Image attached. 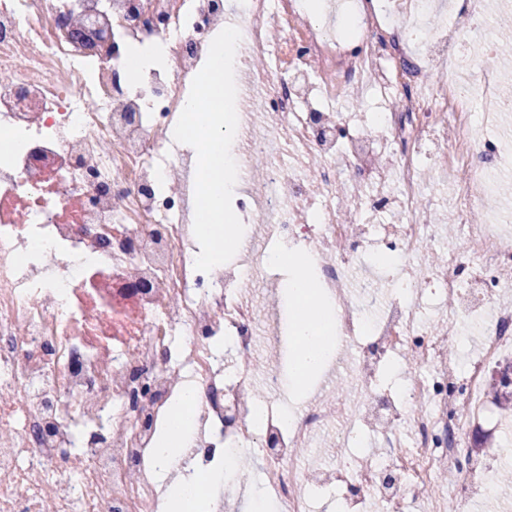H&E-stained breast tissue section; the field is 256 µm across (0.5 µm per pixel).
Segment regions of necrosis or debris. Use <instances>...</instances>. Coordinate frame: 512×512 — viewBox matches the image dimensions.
<instances>
[{
	"label": "necrosis or debris",
	"instance_id": "4bbe7bcc",
	"mask_svg": "<svg viewBox=\"0 0 512 512\" xmlns=\"http://www.w3.org/2000/svg\"><path fill=\"white\" fill-rule=\"evenodd\" d=\"M0 0V512H161L154 450L188 388L200 399L171 479L210 471L227 449L261 463L276 512H312L306 436L343 418L385 439L382 456L321 470L325 486L403 512L444 472L471 491L464 437L487 416L491 370L512 358V307L498 311L479 358L455 371L456 317L480 318L484 273L512 265V245L473 215L512 152L498 132L512 110L481 36V0ZM351 14L366 40L350 47L330 21ZM241 32L236 207L266 237L204 273L193 233L196 152L174 126L213 38ZM135 46L163 48L161 67L130 79ZM452 58L432 79L431 59ZM368 86L371 122L337 111L341 91ZM489 102L469 108L472 96ZM455 172L458 247L425 266L427 291L389 299L376 317L340 302L371 244L406 264L430 248L427 183ZM350 178L359 200L340 206ZM289 242L319 268L335 300L339 343L354 346L359 400L294 404L284 369L269 372L263 424L250 358L277 315L256 304L269 242ZM371 337L363 345L361 337ZM413 352L419 367L397 397L372 395L383 362Z\"/></svg>",
	"mask_w": 512,
	"mask_h": 512
}]
</instances>
